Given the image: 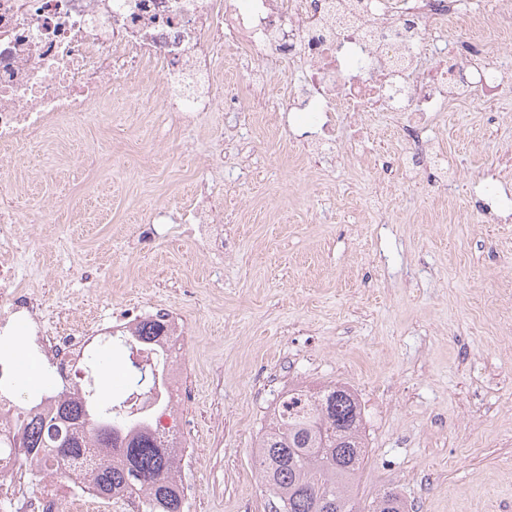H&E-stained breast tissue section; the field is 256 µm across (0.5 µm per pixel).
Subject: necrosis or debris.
Wrapping results in <instances>:
<instances>
[{
  "label": "necrosis or debris",
  "mask_w": 512,
  "mask_h": 512,
  "mask_svg": "<svg viewBox=\"0 0 512 512\" xmlns=\"http://www.w3.org/2000/svg\"><path fill=\"white\" fill-rule=\"evenodd\" d=\"M460 19L458 0H0V158L13 165L50 133L111 125L107 107L118 65L129 77L128 92L146 87L152 65H160L176 85L161 108L191 126L197 113L224 107V85L209 73L229 43L251 65L255 104L271 73L297 60L306 64L305 81L289 87L285 105L318 120L305 141L314 165L336 152L337 125L351 120V135L360 136L367 132L361 116L386 112L407 145L391 172L426 179L444 193L455 175L434 164L440 147L423 138V128L455 107L496 106L512 81L490 67L503 35L512 32V0H494L483 35L441 46L431 41V32ZM190 215V232L206 251L223 252L224 225L208 192L197 193ZM18 222L13 210L0 209V339H23L54 389L18 403L13 361L1 360L0 440H11L24 418L52 413L59 392L73 388L102 346L153 321L162 330L145 354L168 356L161 395L167 406L154 412L156 434L190 458L182 406L192 394L179 357L186 317L156 303L108 318L94 307L51 308L25 271ZM24 458L23 449L0 450L1 501L21 502L24 512H97L100 497L78 471L30 495Z\"/></svg>",
  "instance_id": "4bbe7bcc"
}]
</instances>
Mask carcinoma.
I'll return each mask as SVG.
<instances>
[{
  "mask_svg": "<svg viewBox=\"0 0 512 512\" xmlns=\"http://www.w3.org/2000/svg\"><path fill=\"white\" fill-rule=\"evenodd\" d=\"M127 383L148 393L156 389L165 362L136 366L112 346ZM121 399L96 393L82 398L68 395L60 405V418L31 422L17 433L27 453L48 452L41 457L42 474L61 462L95 448L106 460L84 473L97 494L112 499L115 512H123L129 498L142 499L141 512H185L175 475L176 459L158 442L144 422L135 423L120 412ZM361 409L354 395L334 384L318 393L312 412L268 426L259 446L263 448L262 480L282 512H352L356 482L366 454L361 431ZM372 512H408L404 500L393 492L378 496Z\"/></svg>",
  "mask_w": 512,
  "mask_h": 512,
  "instance_id": "cac0c4a2",
  "label": "carcinoma"
}]
</instances>
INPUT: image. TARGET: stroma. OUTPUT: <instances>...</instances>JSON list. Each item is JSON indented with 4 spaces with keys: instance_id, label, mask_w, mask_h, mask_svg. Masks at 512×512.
Wrapping results in <instances>:
<instances>
[{
    "instance_id": "stroma-1",
    "label": "stroma",
    "mask_w": 512,
    "mask_h": 512,
    "mask_svg": "<svg viewBox=\"0 0 512 512\" xmlns=\"http://www.w3.org/2000/svg\"><path fill=\"white\" fill-rule=\"evenodd\" d=\"M305 72L298 61L271 77L268 129L239 117L254 147L244 182L209 162L228 113L183 132L118 90L111 129L33 147L15 202L35 285L76 312L142 299L184 312L188 512H270L254 465L267 424L257 399L289 383L342 384L360 400L367 455L353 512L386 490L410 512H512V100L496 120L472 106L431 126L458 175L439 198L423 182L384 180V161L404 151L385 121L308 168L307 122L284 111ZM488 182L499 206L484 215L469 195ZM203 186L231 230L224 254L189 236L139 246L151 208L182 223Z\"/></svg>"
}]
</instances>
